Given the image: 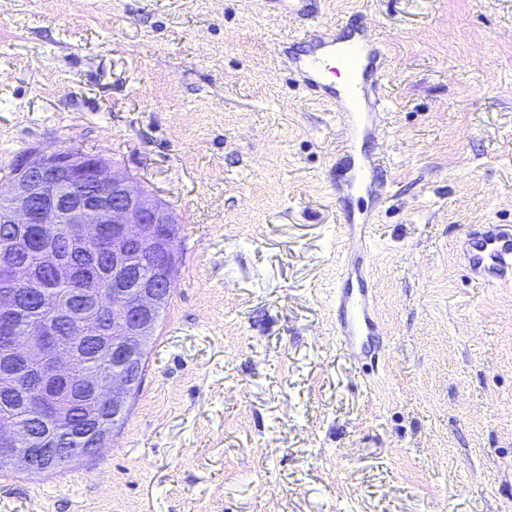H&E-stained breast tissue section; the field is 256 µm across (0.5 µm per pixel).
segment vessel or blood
I'll list each match as a JSON object with an SVG mask.
<instances>
[{"label": "vessel or blood", "mask_w": 512, "mask_h": 512, "mask_svg": "<svg viewBox=\"0 0 512 512\" xmlns=\"http://www.w3.org/2000/svg\"><path fill=\"white\" fill-rule=\"evenodd\" d=\"M308 43L313 53L306 60L307 76L302 84L314 95L327 87V48L334 46L338 49V61L350 81L345 93L330 94L328 102L335 110L336 121L345 135L354 137L365 129L364 115L357 109L363 93L357 89L354 80L370 73L380 78L386 72L385 57L378 46V39L372 34L340 47L332 30L320 27L309 36ZM461 256L473 279L482 285L493 287L508 281L512 278V225H471L461 243ZM336 306L340 313V345L352 352H370L378 327L371 312L367 289H340L336 295Z\"/></svg>", "instance_id": "b4317fda"}]
</instances>
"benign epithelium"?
Masks as SVG:
<instances>
[{"instance_id": "benign-epithelium-1", "label": "benign epithelium", "mask_w": 512, "mask_h": 512, "mask_svg": "<svg viewBox=\"0 0 512 512\" xmlns=\"http://www.w3.org/2000/svg\"><path fill=\"white\" fill-rule=\"evenodd\" d=\"M1 224H20L27 241L42 248L45 265L59 279L73 275L68 254L84 246L97 224L111 225L112 232V377L94 380L90 386L99 391L112 406L116 419L127 417L128 397L139 386L144 369L143 338L155 327L158 314L170 300L176 278L179 220L172 209L145 188L135 189L130 179L114 170L98 154L86 155L74 149L31 150L22 154L8 178L7 190L0 191ZM47 224H67L71 234L67 247L47 242L43 228ZM145 245L153 263L148 275L132 270L128 249ZM0 266L8 271L12 286L0 289V359L26 371H33L42 398L36 407L42 416H50L51 400L58 383L69 380L71 354L63 345L68 335L70 312L52 313L40 321L37 335L42 342L31 343L17 335L14 318L24 315L31 298L46 302L44 295L21 294L15 285L28 284L30 268L12 259L1 258ZM96 281L86 280L75 290L74 299L82 307L95 308ZM0 395L30 403L23 397L16 372H0ZM109 434L96 437L94 447L55 448L52 458L67 462L95 454L107 444ZM30 432L23 433L11 422H0V465L20 467L28 472L42 458L45 450Z\"/></svg>"}]
</instances>
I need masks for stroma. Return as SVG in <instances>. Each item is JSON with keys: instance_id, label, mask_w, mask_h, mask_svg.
<instances>
[{"instance_id": "1", "label": "stroma", "mask_w": 512, "mask_h": 512, "mask_svg": "<svg viewBox=\"0 0 512 512\" xmlns=\"http://www.w3.org/2000/svg\"><path fill=\"white\" fill-rule=\"evenodd\" d=\"M388 61L384 134L344 149L289 74L283 0H0V183L34 148L110 159L180 219L130 411L0 512H512V283H471V224H512V0H324ZM371 193L337 180L370 155ZM383 355L336 341L357 287Z\"/></svg>"}]
</instances>
